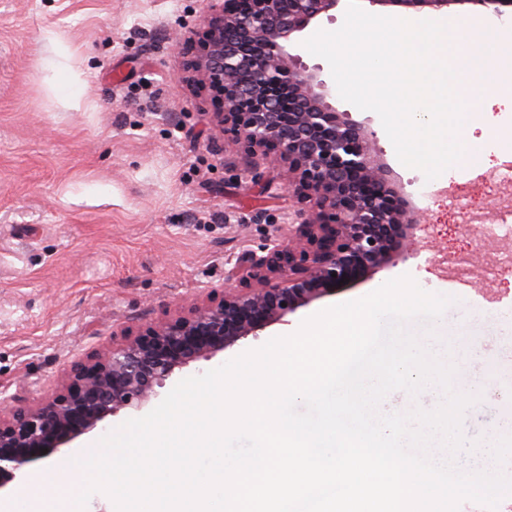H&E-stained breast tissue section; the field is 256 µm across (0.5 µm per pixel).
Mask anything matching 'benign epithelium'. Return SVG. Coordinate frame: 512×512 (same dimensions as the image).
I'll return each mask as SVG.
<instances>
[{"instance_id":"benign-epithelium-1","label":"benign epithelium","mask_w":512,"mask_h":512,"mask_svg":"<svg viewBox=\"0 0 512 512\" xmlns=\"http://www.w3.org/2000/svg\"><path fill=\"white\" fill-rule=\"evenodd\" d=\"M340 0H209L196 67L218 94L216 128L250 148L279 153L280 180L308 207L288 240L263 257L243 254L217 304L177 310L144 335L129 332L74 366L42 402L0 409V490L106 418L139 411L188 363L285 321L347 279L353 257L378 272L407 259L403 243L425 230L416 205L400 196L373 132L339 114L320 64L295 53L305 30ZM383 7L439 11L478 4L502 13L512 0H369ZM47 453H42V450Z\"/></svg>"}]
</instances>
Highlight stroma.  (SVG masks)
Returning a JSON list of instances; mask_svg holds the SVG:
<instances>
[{
	"label": "stroma",
	"mask_w": 512,
	"mask_h": 512,
	"mask_svg": "<svg viewBox=\"0 0 512 512\" xmlns=\"http://www.w3.org/2000/svg\"><path fill=\"white\" fill-rule=\"evenodd\" d=\"M207 13V0H0V401L50 397L113 336L220 299L236 256L287 237L302 203L277 178L282 162L212 134L217 106L193 68ZM476 100L482 154L429 181L400 163L375 112L333 96L375 132L420 209L428 230L415 257L190 363L166 389L407 274L423 290L454 292L430 347L461 382L488 386L463 433L489 442L508 423L500 400L512 389V282L502 265L512 238L496 230L512 219V194L492 183L512 141V92ZM467 221L493 232L474 245Z\"/></svg>",
	"instance_id": "1"
}]
</instances>
